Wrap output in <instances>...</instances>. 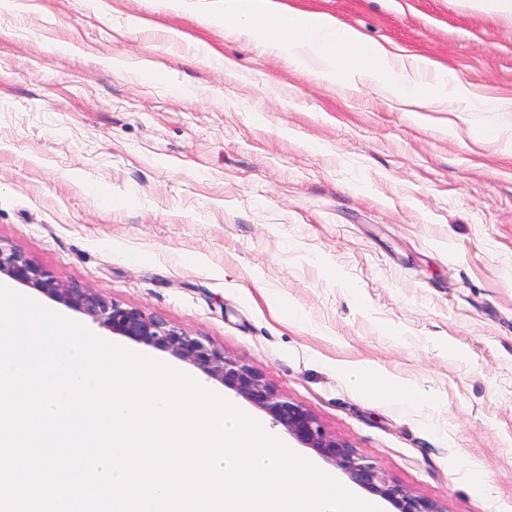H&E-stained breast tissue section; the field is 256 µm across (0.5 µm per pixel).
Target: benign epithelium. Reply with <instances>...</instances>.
<instances>
[{
  "instance_id": "1",
  "label": "benign epithelium",
  "mask_w": 512,
  "mask_h": 512,
  "mask_svg": "<svg viewBox=\"0 0 512 512\" xmlns=\"http://www.w3.org/2000/svg\"><path fill=\"white\" fill-rule=\"evenodd\" d=\"M1 273L90 317L114 334L169 352L194 365L265 412L273 424L282 427L305 447L314 449L353 483L389 501L396 512H437L431 502L388 480L368 457L329 435L302 406L276 394L256 371L225 358L224 353L188 331L138 308L125 307L88 288L64 283L14 248L0 246Z\"/></svg>"
}]
</instances>
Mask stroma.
I'll use <instances>...</instances> for the list:
<instances>
[{"label":"stroma","mask_w":512,"mask_h":512,"mask_svg":"<svg viewBox=\"0 0 512 512\" xmlns=\"http://www.w3.org/2000/svg\"><path fill=\"white\" fill-rule=\"evenodd\" d=\"M283 2L512 97V21L468 0ZM215 4L0 11V243L251 367L439 512H512V113L320 81Z\"/></svg>","instance_id":"35a3bbf8"}]
</instances>
